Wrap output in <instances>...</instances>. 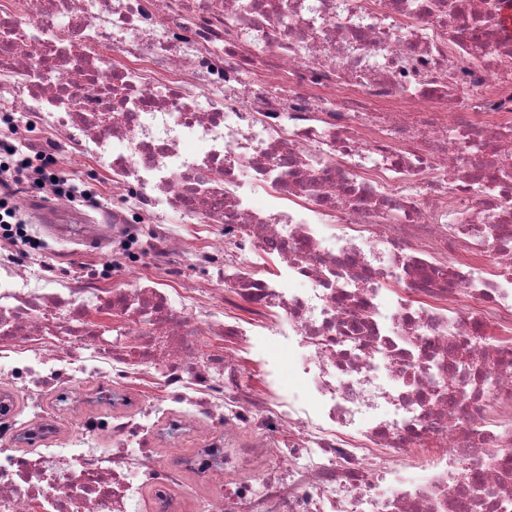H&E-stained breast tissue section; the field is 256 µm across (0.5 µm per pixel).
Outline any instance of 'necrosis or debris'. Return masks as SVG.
Here are the masks:
<instances>
[{
	"label": "necrosis or debris",
	"instance_id": "obj_1",
	"mask_svg": "<svg viewBox=\"0 0 512 512\" xmlns=\"http://www.w3.org/2000/svg\"><path fill=\"white\" fill-rule=\"evenodd\" d=\"M511 10L0 0V112L112 191L106 274L0 235V512H512Z\"/></svg>",
	"mask_w": 512,
	"mask_h": 512
}]
</instances>
